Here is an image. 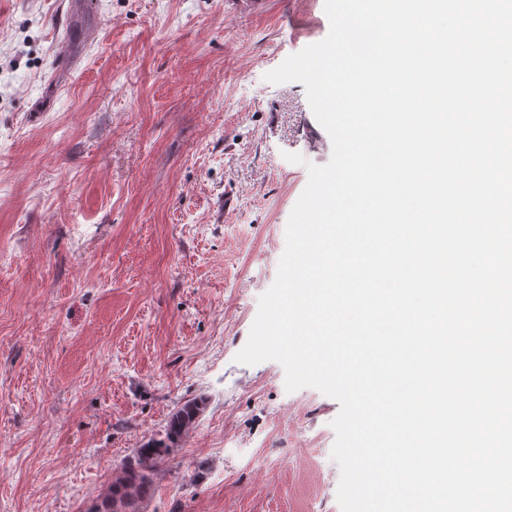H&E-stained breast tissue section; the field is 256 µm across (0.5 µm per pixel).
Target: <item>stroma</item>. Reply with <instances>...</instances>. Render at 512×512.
Instances as JSON below:
<instances>
[{
  "label": "stroma",
  "mask_w": 512,
  "mask_h": 512,
  "mask_svg": "<svg viewBox=\"0 0 512 512\" xmlns=\"http://www.w3.org/2000/svg\"><path fill=\"white\" fill-rule=\"evenodd\" d=\"M96 2L61 70L62 0H0V512H86L199 397L143 512H336L339 402L235 360L332 155L304 85L265 79L327 36L324 0Z\"/></svg>",
  "instance_id": "1"
}]
</instances>
